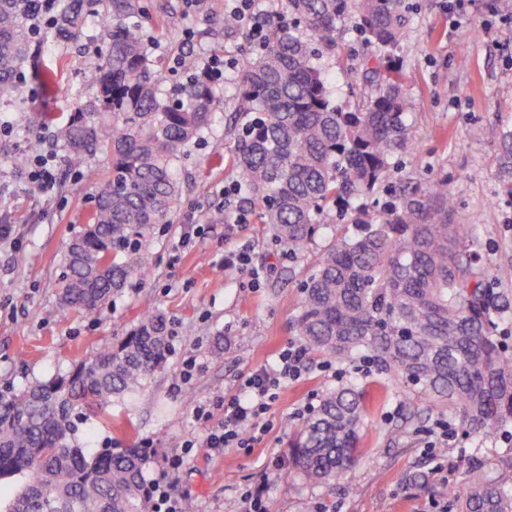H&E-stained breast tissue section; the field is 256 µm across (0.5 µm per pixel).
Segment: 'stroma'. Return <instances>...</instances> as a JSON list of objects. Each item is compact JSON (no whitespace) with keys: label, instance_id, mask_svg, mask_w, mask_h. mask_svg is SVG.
I'll list each match as a JSON object with an SVG mask.
<instances>
[{"label":"stroma","instance_id":"stroma-1","mask_svg":"<svg viewBox=\"0 0 512 512\" xmlns=\"http://www.w3.org/2000/svg\"><path fill=\"white\" fill-rule=\"evenodd\" d=\"M407 37L397 48L412 99L407 121L414 150L395 157L387 179L396 184L406 173L427 181L447 177L454 194V217L476 227V249L494 287L512 298V199L499 193L498 144L495 133L512 129V0H473L458 11L452 0H415ZM206 12L186 13L182 0H147L152 12L180 11L174 28L160 32L156 56L170 67L185 51L213 50L214 30L224 23L226 0H206ZM101 36H81L55 48L68 68L61 90L47 94L27 85L20 104L48 112H71L92 91L85 76L94 69ZM337 105H346L360 81L355 61L343 51L323 61ZM37 136L0 135V211L8 214L20 247L0 244V392L16 393L38 380L67 372L100 350L116 345L133 330L145 311L162 312L170 324L171 352L163 370L143 391L112 406L122 429L79 424L93 431L95 447L139 448L154 453L148 480L161 478L167 458L195 441L192 458L179 473L177 493L193 512H240L246 490L263 487L269 512H448L443 495L447 482L463 483L472 458L493 460L512 437L466 434L453 425L447 446L431 447L437 422L449 413L430 408L425 395L401 401L389 395L376 368L357 371L321 354L309 357V370L284 386L268 410L266 431L247 449L229 448L213 457L201 442L224 418L217 401L238 377L271 363L278 352L296 343L295 320L303 296L301 282L334 237L352 235L356 225L325 219L305 251L288 256L257 218L235 225L234 204L224 189L237 173L232 162L210 165L214 152H226L223 127L183 160V199L171 223L158 226L148 252L149 279L132 282L99 310L76 313L60 307L58 282L62 252L84 222L95 187L67 177L51 195L39 193L17 156L39 149ZM225 219H215L217 211ZM199 227L187 247L176 242L186 225ZM249 247L259 282L235 268H222L225 255ZM199 365L191 382L178 387L182 361ZM357 381L374 401L368 407V429L361 446L365 462L337 478L333 487L297 484L285 487L283 467L288 435L299 424L298 413L318 402L329 389ZM210 413L194 416L195 407ZM426 477L412 485V475Z\"/></svg>","mask_w":512,"mask_h":512}]
</instances>
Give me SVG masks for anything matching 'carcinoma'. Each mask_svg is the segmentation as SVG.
Here are the masks:
<instances>
[{
	"label": "carcinoma",
	"instance_id": "cac0c4a2",
	"mask_svg": "<svg viewBox=\"0 0 512 512\" xmlns=\"http://www.w3.org/2000/svg\"><path fill=\"white\" fill-rule=\"evenodd\" d=\"M34 0H0V102L19 98L32 77L59 88L58 66L39 52ZM50 33L103 38L91 73L92 100L67 117L18 108L15 127L60 143L68 170L96 183L93 205L62 255L59 304L92 313L150 274L154 228L181 204L177 169L212 134L224 109L217 75L183 53L166 85L149 43L176 15L152 16L145 0H57ZM406 0H284L260 41L234 61V121L225 129L237 173L238 211L258 216L288 255L302 251L340 201L381 185L392 157L414 146L409 97L391 53L404 39ZM353 21L365 67L359 101L336 105L321 57L341 49ZM502 193L512 199V131L498 135ZM108 157L101 171L93 160ZM361 234L324 248L303 283L297 335L311 353L351 360L365 353L395 389L419 388L431 406L487 436L512 425V350L503 338L512 308L491 288L474 249V227L452 216L448 181L407 178L394 200L360 220ZM161 313L145 314L117 347L18 394H0V480L23 479L0 512H146L147 454L139 448L85 451L72 414L112 427L115 397L144 389L170 351ZM367 409L358 384L326 391L288 437L289 473L330 486L362 459ZM445 496L457 512H512V450L477 459Z\"/></svg>",
	"mask_w": 512,
	"mask_h": 512
}]
</instances>
